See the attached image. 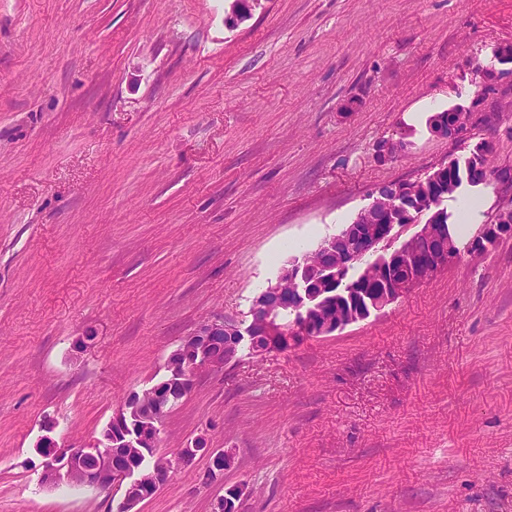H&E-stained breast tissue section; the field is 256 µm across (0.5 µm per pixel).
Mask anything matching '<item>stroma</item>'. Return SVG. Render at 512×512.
<instances>
[{"mask_svg":"<svg viewBox=\"0 0 512 512\" xmlns=\"http://www.w3.org/2000/svg\"><path fill=\"white\" fill-rule=\"evenodd\" d=\"M0 0V512H114L41 482L44 422L99 437L181 340L246 327L261 288L372 202L480 142L512 173V0ZM470 110L466 140L431 111ZM382 139L398 142L377 160ZM91 337L79 347L81 337ZM140 512H512V239L383 311L202 371Z\"/></svg>","mask_w":512,"mask_h":512,"instance_id":"1","label":"stroma"}]
</instances>
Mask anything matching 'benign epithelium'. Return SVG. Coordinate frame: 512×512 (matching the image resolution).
<instances>
[{"label":"benign epithelium","mask_w":512,"mask_h":512,"mask_svg":"<svg viewBox=\"0 0 512 512\" xmlns=\"http://www.w3.org/2000/svg\"><path fill=\"white\" fill-rule=\"evenodd\" d=\"M431 130L451 140H461L468 130L467 113L457 108L451 119H437ZM489 152L490 147L479 143L462 160L453 158L418 180L379 189L372 202L359 211L357 223L346 225L316 249L288 261L277 281L256 297L252 320L245 330L212 322L185 337L166 362L165 379L142 393L130 395L96 443L80 448L61 446L48 436L53 426L45 425L46 435L36 448L43 458L44 483L112 488L121 493L116 512H135L137 505L154 497L165 485L172 470L198 456L208 458V472L223 474L234 462L233 453L209 447L203 435L181 449L173 461L157 454L163 419L191 392L198 372L223 370L224 363L236 357L241 336L248 337L249 347L258 355L285 351L309 338L329 336L394 303L410 288L457 261L461 254L481 253L502 238H512V209L499 212L463 247L454 241L446 225L431 221L420 225L408 240L385 254L378 265L368 267L365 280L357 287L344 293L334 290L345 269L377 252L380 244L393 241L396 228L412 223L409 202L419 192L436 195L452 188L455 167L482 170ZM418 239L428 242L427 252L413 250V242ZM286 304L298 315L288 328L276 323L279 309ZM217 344L228 350L223 359L212 353ZM148 452L156 454L157 466L145 474L137 459ZM240 494V487L228 488L216 498L213 512H236Z\"/></svg>","instance_id":"1"}]
</instances>
